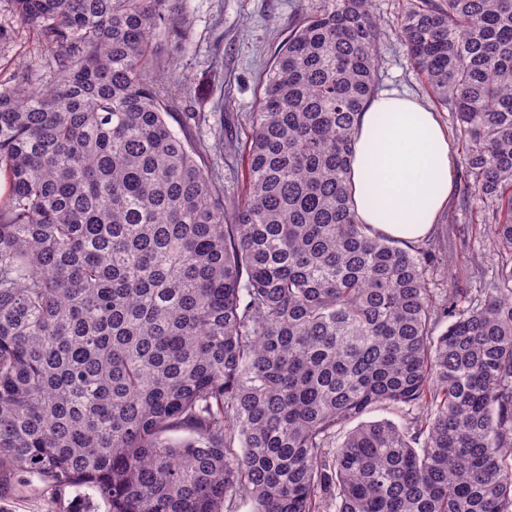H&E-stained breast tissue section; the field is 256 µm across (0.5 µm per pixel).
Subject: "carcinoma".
I'll return each instance as SVG.
<instances>
[{"instance_id":"1","label":"carcinoma","mask_w":512,"mask_h":512,"mask_svg":"<svg viewBox=\"0 0 512 512\" xmlns=\"http://www.w3.org/2000/svg\"><path fill=\"white\" fill-rule=\"evenodd\" d=\"M184 2L3 0L54 84L22 70L0 91V471L108 512L238 492L254 512H512V0H414L392 22L453 114L487 201L470 229L498 257L491 287L439 294L431 245L353 208L372 0H326L279 49L231 215L170 124L200 120L171 111L162 62ZM374 406L407 423L361 420Z\"/></svg>"}]
</instances>
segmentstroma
<instances>
[{
    "instance_id": "obj_1",
    "label": "stroma",
    "mask_w": 512,
    "mask_h": 512,
    "mask_svg": "<svg viewBox=\"0 0 512 512\" xmlns=\"http://www.w3.org/2000/svg\"><path fill=\"white\" fill-rule=\"evenodd\" d=\"M324 0H186L191 19L188 41L168 49L164 57L168 78L179 105L204 113L206 122L191 127L194 138H207L209 127L223 122L224 136L237 149L212 160L215 177L224 185V204L243 202L246 191L250 116L262 93V82L282 43L302 20L319 11ZM379 87L407 90L424 103L432 98L423 76L410 65L395 33L380 48ZM27 70L38 84L54 78L50 59L24 25L14 27L10 43L0 44V90L11 84L18 69ZM453 192L446 214L428 234L449 259V275L461 284L489 285L497 272V256L487 238H472L465 229L469 209ZM0 512H107L105 503L84 489H66L52 498L38 476H0Z\"/></svg>"
}]
</instances>
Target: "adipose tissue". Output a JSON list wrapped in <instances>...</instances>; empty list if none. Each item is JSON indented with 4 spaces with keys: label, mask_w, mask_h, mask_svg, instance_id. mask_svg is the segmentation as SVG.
Wrapping results in <instances>:
<instances>
[{
    "label": "adipose tissue",
    "mask_w": 512,
    "mask_h": 512,
    "mask_svg": "<svg viewBox=\"0 0 512 512\" xmlns=\"http://www.w3.org/2000/svg\"><path fill=\"white\" fill-rule=\"evenodd\" d=\"M350 180L360 223L415 241L446 209L456 158L435 112L395 91L368 100L359 115Z\"/></svg>",
    "instance_id": "1"
}]
</instances>
